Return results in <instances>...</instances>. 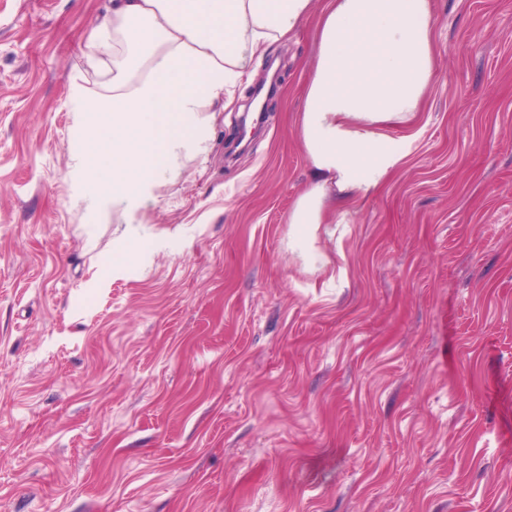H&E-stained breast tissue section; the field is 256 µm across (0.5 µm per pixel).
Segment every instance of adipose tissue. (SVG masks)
Returning <instances> with one entry per match:
<instances>
[{"label": "adipose tissue", "instance_id": "ef3b65f1", "mask_svg": "<svg viewBox=\"0 0 512 512\" xmlns=\"http://www.w3.org/2000/svg\"><path fill=\"white\" fill-rule=\"evenodd\" d=\"M311 0H112L85 36L86 61L112 59V85L74 86L72 178L78 204L131 212L157 198L185 161L206 158L210 126L270 40L308 17ZM430 0H325L318 52L298 116L310 182L288 217L307 262L319 225L347 223L349 203L378 193L417 134L436 76Z\"/></svg>", "mask_w": 512, "mask_h": 512}]
</instances>
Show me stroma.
I'll use <instances>...</instances> for the list:
<instances>
[{
  "instance_id": "1",
  "label": "stroma",
  "mask_w": 512,
  "mask_h": 512,
  "mask_svg": "<svg viewBox=\"0 0 512 512\" xmlns=\"http://www.w3.org/2000/svg\"><path fill=\"white\" fill-rule=\"evenodd\" d=\"M155 202L75 208L71 88L106 0H0V512H512V0H432L404 166L288 245L315 17ZM140 250L126 257L119 229Z\"/></svg>"
}]
</instances>
